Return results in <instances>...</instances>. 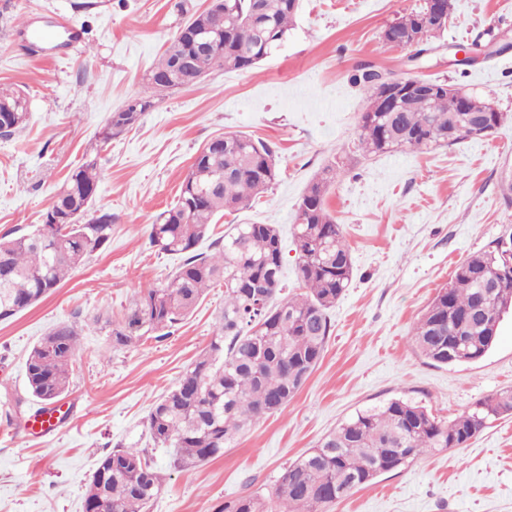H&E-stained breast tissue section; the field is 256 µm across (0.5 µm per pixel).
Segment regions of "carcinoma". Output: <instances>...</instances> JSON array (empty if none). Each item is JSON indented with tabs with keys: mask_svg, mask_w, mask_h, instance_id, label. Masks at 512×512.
I'll list each match as a JSON object with an SVG mask.
<instances>
[{
	"mask_svg": "<svg viewBox=\"0 0 512 512\" xmlns=\"http://www.w3.org/2000/svg\"><path fill=\"white\" fill-rule=\"evenodd\" d=\"M300 0H213L193 16L188 31L174 37L131 99L100 133L103 143L122 135L153 107L160 91L194 87L217 70H249L268 57L288 34ZM428 0L388 24L404 38L414 61L424 42L445 31L448 20L421 27ZM217 40L218 54L192 56L194 36ZM376 69L362 63L351 75L367 104L384 90ZM448 95H407L396 112L361 113L360 149L380 155L400 149L452 146L467 137V113L453 112ZM29 120L26 96L0 91V138H10ZM275 147L247 134L226 133L196 155L177 202L150 225L149 244L183 262L159 284L142 287L116 324L106 321L112 346L172 334L210 288L224 287L209 348L177 384L151 407L147 426L153 442L173 449L175 469L195 467L224 455L236 437L258 420L288 405L320 362L331 335L330 309L349 288L353 263L341 225L325 198L336 181V163L320 169L301 197L293 237L303 293L283 294L284 250L272 224H232L212 241L213 254L198 251L216 216L254 206L277 180ZM101 173L89 158L74 168L43 214L42 223L0 237V321H8L49 296L112 237V213L92 207ZM507 248L496 241L455 267L414 324L411 341L429 361L458 365L481 360L493 347L504 313L512 308V277L495 289ZM81 329L61 324L31 350L26 361L31 395L51 405L66 395ZM512 415V388L478 402L473 411L442 421L424 406L392 399L358 412L285 468L273 491L277 508L251 493L224 502L222 512H329L336 501L402 470L435 448H458L492 418ZM84 495L85 512H149L162 477L143 451L119 446L105 455Z\"/></svg>",
	"mask_w": 512,
	"mask_h": 512,
	"instance_id": "carcinoma-1",
	"label": "carcinoma"
}]
</instances>
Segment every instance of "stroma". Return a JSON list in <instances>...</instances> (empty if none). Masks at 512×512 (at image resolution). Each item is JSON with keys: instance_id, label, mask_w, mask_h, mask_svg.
Here are the masks:
<instances>
[{"instance_id": "1", "label": "stroma", "mask_w": 512, "mask_h": 512, "mask_svg": "<svg viewBox=\"0 0 512 512\" xmlns=\"http://www.w3.org/2000/svg\"><path fill=\"white\" fill-rule=\"evenodd\" d=\"M209 0H0V87L19 89L29 122L0 138V236L40 223L69 171L97 155L94 207L114 217L112 238L52 295L0 322V512H84L85 486L116 445L145 450L163 477L151 512H220L225 501L270 496L290 462L356 411L404 398L448 420L512 388V313L481 360L436 365L410 332L456 265L512 234V49L452 66L449 46L500 34L512 42V0H454L435 49L407 61L382 39L420 0H302L287 38L245 71L159 93L128 133L100 144L112 113ZM67 17L80 49L58 57L24 40L19 23ZM369 61L400 78L439 79L510 116L494 133L452 147L366 157L356 151L366 99L350 77ZM244 132L276 146L280 176L253 208L221 217L272 224L285 243L283 281L297 289L292 226L314 175L335 161L326 197L342 224L353 281L330 310L323 357L288 405L250 427L222 457L176 470L153 447L146 419L209 345L224 290L210 289L170 336L113 348L100 319H121L141 287L164 282L175 258L151 248L147 228L174 205L195 156L212 138ZM61 323L82 327L67 417L49 436L25 422L38 406L26 384L32 347ZM331 512H512V416L459 448H439L334 504Z\"/></svg>"}]
</instances>
